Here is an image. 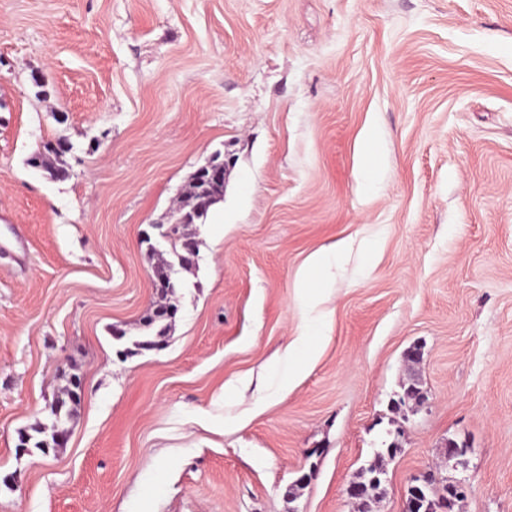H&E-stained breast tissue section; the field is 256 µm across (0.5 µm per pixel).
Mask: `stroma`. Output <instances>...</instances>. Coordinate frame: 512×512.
<instances>
[{"mask_svg":"<svg viewBox=\"0 0 512 512\" xmlns=\"http://www.w3.org/2000/svg\"><path fill=\"white\" fill-rule=\"evenodd\" d=\"M60 140L63 180L30 163ZM414 373L428 406L395 407ZM76 379L65 444L17 455ZM377 461V512L424 473L512 512V0H0V512H357ZM224 194V180L223 181H212L209 180L205 184L198 185L196 182V176L193 175L190 185H189V196L192 200V208H199L201 203L204 201L205 197L211 198V205L209 207H205L202 212L199 214V217L195 219V222L202 221L206 218L210 208L216 204V202L223 196Z\"/></svg>","mask_w":512,"mask_h":512,"instance_id":"obj_1","label":"stroma"}]
</instances>
